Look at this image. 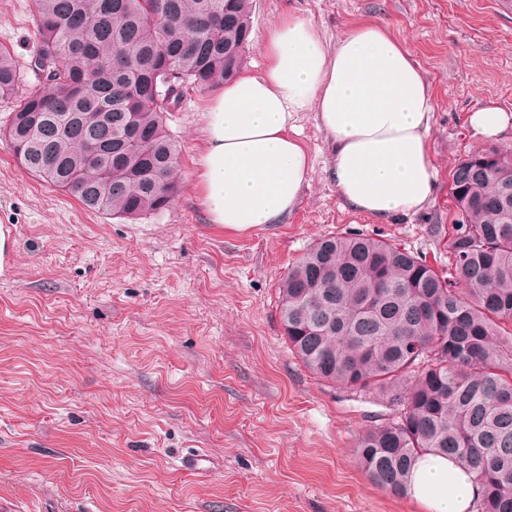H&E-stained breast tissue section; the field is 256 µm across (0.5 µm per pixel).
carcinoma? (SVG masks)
Segmentation results:
<instances>
[{
    "instance_id": "obj_1",
    "label": "carcinoma",
    "mask_w": 512,
    "mask_h": 512,
    "mask_svg": "<svg viewBox=\"0 0 512 512\" xmlns=\"http://www.w3.org/2000/svg\"><path fill=\"white\" fill-rule=\"evenodd\" d=\"M38 48L58 64L15 97L20 69L0 45V135L21 165L92 211L126 221L178 191L179 146L164 122L190 88L241 69L250 0H32ZM512 151L473 152L451 175L448 273L386 240L314 241L281 278L292 353L324 381L396 404L357 455L373 484L407 488L418 453L460 462L478 512H512Z\"/></svg>"
}]
</instances>
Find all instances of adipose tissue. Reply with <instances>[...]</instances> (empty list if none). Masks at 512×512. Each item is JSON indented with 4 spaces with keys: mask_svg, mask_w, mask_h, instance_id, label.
<instances>
[{
    "mask_svg": "<svg viewBox=\"0 0 512 512\" xmlns=\"http://www.w3.org/2000/svg\"><path fill=\"white\" fill-rule=\"evenodd\" d=\"M263 52L261 73L240 75L207 101L196 164L210 223L248 230L296 208L311 167L295 119L311 111L332 140L328 171L345 207L386 222L430 204L431 89L386 24L360 20L331 46L291 13L269 30ZM405 495L420 512H474L482 487L455 460L423 453Z\"/></svg>",
    "mask_w": 512,
    "mask_h": 512,
    "instance_id": "ef3b65f1",
    "label": "adipose tissue"
}]
</instances>
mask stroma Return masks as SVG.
Masks as SVG:
<instances>
[{"label": "stroma", "instance_id": "obj_1", "mask_svg": "<svg viewBox=\"0 0 512 512\" xmlns=\"http://www.w3.org/2000/svg\"><path fill=\"white\" fill-rule=\"evenodd\" d=\"M335 41L374 17L403 38L434 97L433 202L379 223L344 209L331 144L299 115L312 170L281 223H210L197 189L208 92L166 115L179 191L135 222L85 210L40 181L0 138V224L16 240L0 274V512H414L374 486L356 444L389 400L317 379L291 353L277 288L317 238L360 233L448 267L453 167L512 151V129L476 136L470 112L512 113V10L499 0H252L246 70L286 14ZM0 44L21 90L43 85L32 0H0Z\"/></svg>", "mask_w": 512, "mask_h": 512}]
</instances>
